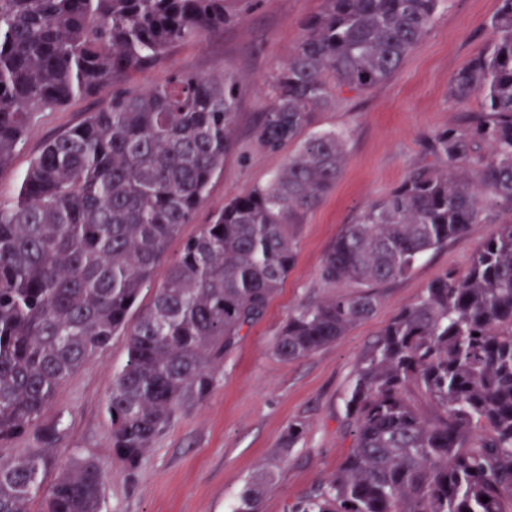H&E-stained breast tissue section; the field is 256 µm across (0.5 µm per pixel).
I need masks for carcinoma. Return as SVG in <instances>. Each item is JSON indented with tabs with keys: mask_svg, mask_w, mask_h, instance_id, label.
Listing matches in <instances>:
<instances>
[{
	"mask_svg": "<svg viewBox=\"0 0 512 512\" xmlns=\"http://www.w3.org/2000/svg\"><path fill=\"white\" fill-rule=\"evenodd\" d=\"M443 2L326 0L256 129L267 151L293 146V156L215 210L156 287L168 242L224 169L241 81L190 70L145 90L124 80L177 43L223 31L224 0H0V173L38 113L112 84L100 108L43 144L0 206V441L34 427L39 442L0 459V512H26L38 492L43 512H101L105 471L92 457L42 488L41 452L58 429L38 419L112 337L125 336L127 357L106 410L113 455L129 468L178 412L209 397L340 176V134L300 139L315 107L390 78ZM489 28L450 84L456 101L479 99L478 112L429 143L445 171L414 169L342 230L320 277L350 291L295 309L274 354L292 361L336 343L376 310L373 286L409 275L471 224L495 228L464 277L431 282L380 331L346 398L352 448L288 512H512V0H500ZM304 432L288 424L281 447ZM272 482L270 470L246 482L233 512H260Z\"/></svg>",
	"mask_w": 512,
	"mask_h": 512,
	"instance_id": "carcinoma-1",
	"label": "carcinoma"
}]
</instances>
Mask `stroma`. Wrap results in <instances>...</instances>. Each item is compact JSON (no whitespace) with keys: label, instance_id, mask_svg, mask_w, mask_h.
<instances>
[{"label":"stroma","instance_id":"stroma-1","mask_svg":"<svg viewBox=\"0 0 512 512\" xmlns=\"http://www.w3.org/2000/svg\"><path fill=\"white\" fill-rule=\"evenodd\" d=\"M324 6V0H224L231 20L220 34L175 44L131 74V83L141 88L178 69L213 78L229 71L244 79L236 104L235 148L194 222L170 241L163 265L176 260L184 239L197 235L226 200L264 184L288 162L289 152L274 154L260 145L256 127L270 105L274 73L300 42L305 21ZM499 6V0H444L429 32L390 79L360 92H340L329 106L315 110L309 133L336 130L345 136L341 176L309 214L297 239L296 263L264 316L225 355L213 392L180 413L138 468L128 470L110 447L106 402L126 360L124 336L113 337L58 388L41 414V423L60 430L45 455L43 485L53 483L74 458L91 456L107 469L102 512H229L244 483L278 455L293 422L304 424V436L277 469L261 512H288L290 504L336 471L353 445L345 400L364 353L430 282L450 272L464 275L492 225H470L461 237L426 254L410 275L376 285L375 312L335 344L284 361L272 343L290 313L326 295L319 269L343 228L412 170L435 164L428 150L431 138L464 125L478 111V100L455 101L448 89L455 73L491 39L487 22ZM111 94V85H103L96 96L74 99L30 126L10 166L0 173V205L13 203L44 142L78 125Z\"/></svg>","mask_w":512,"mask_h":512}]
</instances>
